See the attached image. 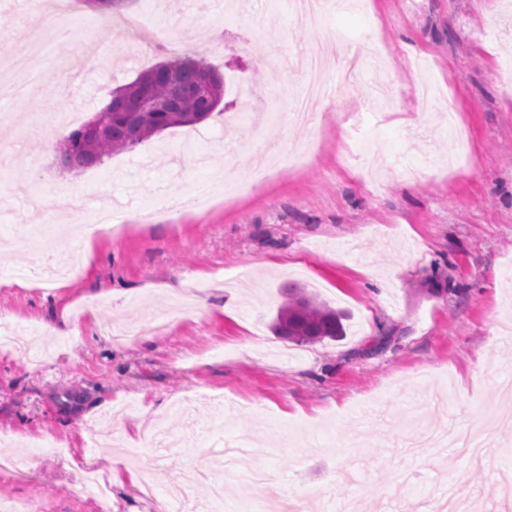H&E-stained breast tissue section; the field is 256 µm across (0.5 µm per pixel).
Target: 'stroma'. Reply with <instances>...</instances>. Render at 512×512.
Here are the masks:
<instances>
[{
    "mask_svg": "<svg viewBox=\"0 0 512 512\" xmlns=\"http://www.w3.org/2000/svg\"><path fill=\"white\" fill-rule=\"evenodd\" d=\"M114 17L154 19L147 47L81 4L54 62L31 83L0 76V458L40 445L38 469L0 472V512H92L89 469L112 488V512L171 502L184 467L215 473L225 443L247 448L282 493L359 512H415L446 483L469 512H504L512 472V0H372L328 12L320 30L291 0H127ZM51 23L32 0H0V52L23 50ZM103 50L83 52L87 38ZM331 74L358 75L311 104L294 65L309 44ZM197 49L224 77L221 111L130 151L69 171L41 148L58 113L87 122L115 88ZM275 53L274 64L258 56ZM426 65L459 115L413 95ZM305 155L254 176L272 144ZM215 198L133 220L171 191L216 177ZM75 185L68 204L123 218L124 234L72 237L37 272L38 241L62 212L33 194ZM250 266L252 280L239 279ZM299 284L345 314L336 340L298 344L271 324ZM234 310H225L227 299ZM163 318L161 336L112 333ZM480 430L483 465L404 440L430 426ZM139 448L137 466L117 451Z\"/></svg>",
    "mask_w": 512,
    "mask_h": 512,
    "instance_id": "35a3bbf8",
    "label": "stroma"
}]
</instances>
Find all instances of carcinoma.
<instances>
[{"mask_svg": "<svg viewBox=\"0 0 512 512\" xmlns=\"http://www.w3.org/2000/svg\"><path fill=\"white\" fill-rule=\"evenodd\" d=\"M204 79L218 90L216 95L196 92ZM223 95V76L201 58L187 55L157 64L112 93L111 102L101 110L106 120L103 131L92 132L85 123L70 132L61 165L69 170L88 168L166 129L199 123L219 107ZM275 331L284 339L306 343L343 335V324L341 315L327 304L290 286L275 318Z\"/></svg>", "mask_w": 512, "mask_h": 512, "instance_id": "cac0c4a2", "label": "carcinoma"}]
</instances>
